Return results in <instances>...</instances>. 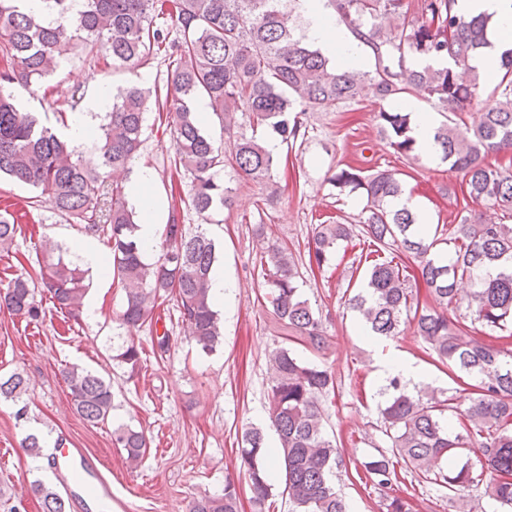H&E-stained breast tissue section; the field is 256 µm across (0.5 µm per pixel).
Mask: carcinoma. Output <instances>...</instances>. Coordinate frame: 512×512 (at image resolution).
I'll use <instances>...</instances> for the list:
<instances>
[{
  "mask_svg": "<svg viewBox=\"0 0 512 512\" xmlns=\"http://www.w3.org/2000/svg\"><path fill=\"white\" fill-rule=\"evenodd\" d=\"M18 2L0 0V177L34 188L31 204H48L76 220L85 233L106 240L113 276L126 294L120 326L129 333L148 329L161 347L168 331L158 333L156 309L169 297L177 320L202 351H213L221 341V323L209 297L215 245L205 229L183 224V208L204 216L229 205L230 190L219 176L226 166L253 181L271 177L274 156L257 138L259 128L289 145L300 133L301 112L357 101L367 90L382 99L417 91L450 114L434 128V141L441 160L464 173L469 198L512 207V166L485 162L488 155L512 147V49L502 53L491 90L496 106L480 113L476 126L461 128L459 114L489 80L474 72L461 82L454 69L469 68L488 45L487 18L457 14L455 0H421L411 16L403 0H329L340 20L372 49V71L342 70L298 36L286 0H83L78 11L72 0H47L54 15L49 22L21 11ZM159 16L174 22L175 37L153 27ZM78 47L102 54L114 68L132 70L150 64L162 49L173 67L172 89L164 93L136 83L119 88L89 157L40 125L34 114L19 111L8 93L46 80ZM409 56L446 57L450 65L415 70L406 65ZM200 94L227 128L234 124V113H248L251 134L241 132L216 144L194 109ZM151 99L173 136L170 178L187 180L189 189L169 208L166 250L147 265L135 238L136 211L125 187L110 177L130 173ZM379 120L395 153L416 159L411 113L384 111ZM332 182L341 190L362 191L366 205L356 224L315 227L309 265L322 267L339 241L369 240L376 258L360 282L364 293L350 298L364 329L371 336L395 337L409 328L439 363L477 381L468 406L452 425L445 421L450 398L432 391L415 396L400 378L389 379L393 395L380 409L387 450L362 463L365 476L384 492L386 512H413L411 495L395 490L404 472L419 484L447 489L450 502H464L482 487L512 509V224L477 222L469 214L455 224H420L411 210L394 206L405 187L390 169L365 175L348 165ZM16 234L15 221L0 214V254L11 253ZM51 250L58 256L40 267L41 284L55 308L74 317L83 306L87 270L70 258L69 249L56 245ZM260 265L271 313L285 332L284 344L272 357L268 399L278 435L274 457L284 470L292 512H346L333 482L342 459L325 432L319 404L335 391V377L289 348L293 343L323 352L321 319L300 292L299 262L288 248L274 245L261 252ZM419 278L438 306L419 305L413 294ZM464 280L472 285L468 324L448 316ZM0 305L32 321L41 315L35 285L22 276L0 284ZM141 353L131 342L116 359L133 372L140 367ZM65 380L83 420L93 425L108 420L114 409L109 382L76 366L65 372ZM28 388L20 373L0 377V399L19 402ZM112 443L131 463L147 447L144 432L128 426L112 431ZM240 453L252 500L260 506L271 490L264 434L247 431ZM443 458L462 464L445 473L438 469ZM33 492L43 512H67L57 491L37 484ZM237 500L229 480L223 494L194 498L189 512H238Z\"/></svg>",
  "mask_w": 512,
  "mask_h": 512,
  "instance_id": "obj_1",
  "label": "carcinoma"
}]
</instances>
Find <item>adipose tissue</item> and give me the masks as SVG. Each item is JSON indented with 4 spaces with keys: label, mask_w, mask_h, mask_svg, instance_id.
Instances as JSON below:
<instances>
[{
    "label": "adipose tissue",
    "mask_w": 512,
    "mask_h": 512,
    "mask_svg": "<svg viewBox=\"0 0 512 512\" xmlns=\"http://www.w3.org/2000/svg\"><path fill=\"white\" fill-rule=\"evenodd\" d=\"M306 15V37L322 53L345 69L359 68L363 63L357 37L338 27L330 17L321 12L318 0H302ZM454 9L465 17L489 16L494 30L489 34L485 52L472 61L482 73H494L500 64L502 50L512 48V0H456ZM114 88L106 87L89 100L83 111L73 115L65 130L66 138L75 144L93 140L96 114L107 111L112 103ZM154 179L151 169H140L129 184L128 193L138 212L136 237L141 245L143 259H150L165 231L161 222L158 197L151 192Z\"/></svg>",
    "instance_id": "obj_1"
}]
</instances>
